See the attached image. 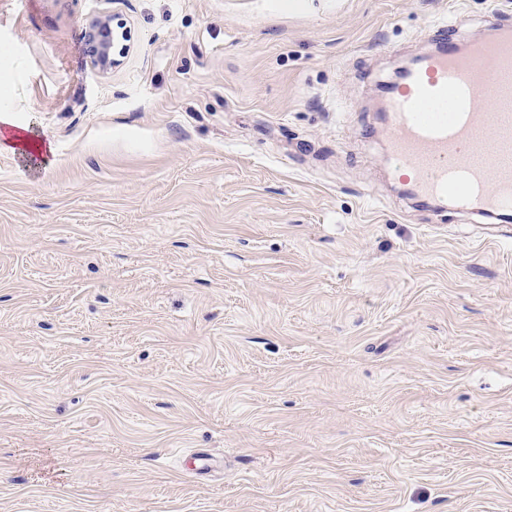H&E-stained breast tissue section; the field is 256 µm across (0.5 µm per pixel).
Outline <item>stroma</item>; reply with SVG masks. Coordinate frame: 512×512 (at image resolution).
Segmentation results:
<instances>
[{
    "label": "stroma",
    "instance_id": "1",
    "mask_svg": "<svg viewBox=\"0 0 512 512\" xmlns=\"http://www.w3.org/2000/svg\"><path fill=\"white\" fill-rule=\"evenodd\" d=\"M490 10L0 0L53 148L0 149V512H512V240L401 195L372 112ZM114 20H117L115 26ZM129 38V33L124 27V23L115 15H108L104 19L96 22L93 34L87 40V54L90 60L93 72H101L116 65L117 56L125 48L126 44H121Z\"/></svg>",
    "mask_w": 512,
    "mask_h": 512
}]
</instances>
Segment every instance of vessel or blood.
Segmentation results:
<instances>
[{"label": "vessel or blood", "instance_id": "obj_1", "mask_svg": "<svg viewBox=\"0 0 512 512\" xmlns=\"http://www.w3.org/2000/svg\"><path fill=\"white\" fill-rule=\"evenodd\" d=\"M484 24L479 41L458 17L431 30L430 51L387 86L382 134L408 199L487 221L512 214V19Z\"/></svg>", "mask_w": 512, "mask_h": 512}]
</instances>
